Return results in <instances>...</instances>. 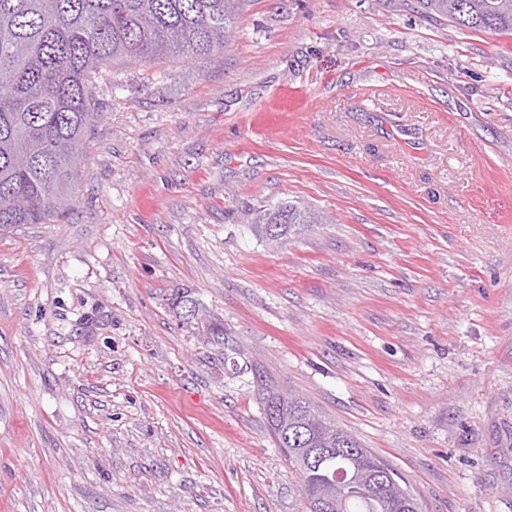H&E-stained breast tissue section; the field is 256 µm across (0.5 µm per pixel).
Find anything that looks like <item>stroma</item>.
I'll use <instances>...</instances> for the list:
<instances>
[{"label":"stroma","instance_id":"obj_1","mask_svg":"<svg viewBox=\"0 0 512 512\" xmlns=\"http://www.w3.org/2000/svg\"><path fill=\"white\" fill-rule=\"evenodd\" d=\"M415 4L245 0L96 74L72 210L0 235V512H304L263 382L422 512H512V36ZM287 200L321 223L255 238Z\"/></svg>","mask_w":512,"mask_h":512}]
</instances>
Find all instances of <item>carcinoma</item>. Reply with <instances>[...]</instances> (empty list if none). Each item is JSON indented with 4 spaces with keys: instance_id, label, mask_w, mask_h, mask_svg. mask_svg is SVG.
Segmentation results:
<instances>
[{
    "instance_id": "cac0c4a2",
    "label": "carcinoma",
    "mask_w": 512,
    "mask_h": 512,
    "mask_svg": "<svg viewBox=\"0 0 512 512\" xmlns=\"http://www.w3.org/2000/svg\"><path fill=\"white\" fill-rule=\"evenodd\" d=\"M243 0H0V231L49 224L73 200L81 145L100 113L92 75L110 62L165 63L207 57L226 46ZM422 13L455 26L512 36V0H416ZM320 223L290 201L251 224L263 241ZM270 435L298 472L305 500L338 469L356 473L347 512H406L399 475L309 400L259 393Z\"/></svg>"
}]
</instances>
